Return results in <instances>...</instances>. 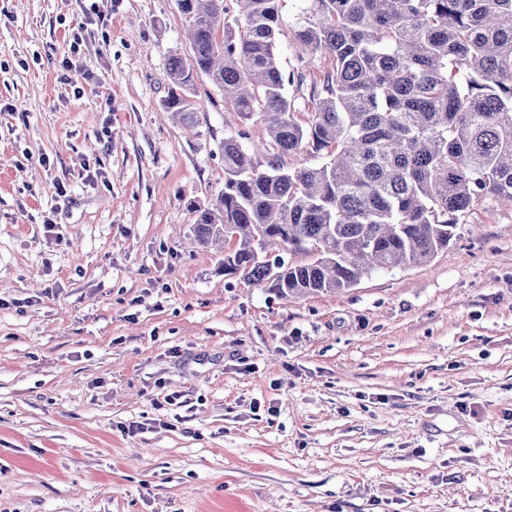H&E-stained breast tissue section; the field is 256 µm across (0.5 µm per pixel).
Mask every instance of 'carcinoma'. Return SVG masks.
Listing matches in <instances>:
<instances>
[{
  "mask_svg": "<svg viewBox=\"0 0 512 512\" xmlns=\"http://www.w3.org/2000/svg\"><path fill=\"white\" fill-rule=\"evenodd\" d=\"M193 55H175L168 112L191 117L203 74L231 111L265 117L273 154L261 170L224 139V189L197 209L192 234L222 242L224 274L280 297L334 294L376 268L420 266L486 203L512 206V0H304L294 38L299 66L276 54L280 0H177ZM311 112L301 122L288 86L316 58ZM322 154L286 170L284 154ZM277 245L305 262L270 264Z\"/></svg>",
  "mask_w": 512,
  "mask_h": 512,
  "instance_id": "obj_1",
  "label": "carcinoma"
}]
</instances>
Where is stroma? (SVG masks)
<instances>
[{"mask_svg":"<svg viewBox=\"0 0 512 512\" xmlns=\"http://www.w3.org/2000/svg\"><path fill=\"white\" fill-rule=\"evenodd\" d=\"M100 8L0 0V512H512V208L331 297L227 277L189 229L263 117L170 119L177 0Z\"/></svg>","mask_w":512,"mask_h":512,"instance_id":"obj_1","label":"stroma"}]
</instances>
